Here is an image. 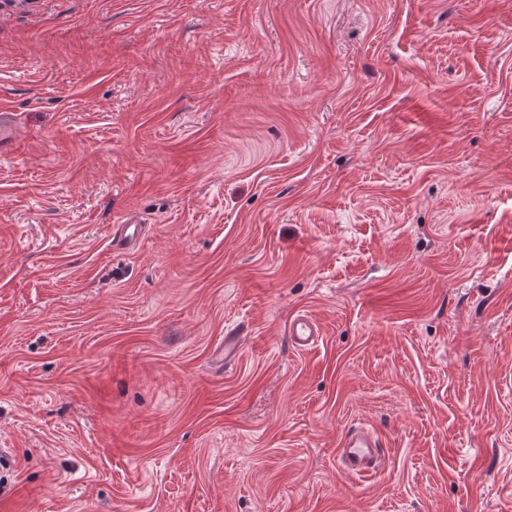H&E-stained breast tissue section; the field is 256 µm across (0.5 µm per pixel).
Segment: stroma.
Instances as JSON below:
<instances>
[{
	"label": "stroma",
	"mask_w": 512,
	"mask_h": 512,
	"mask_svg": "<svg viewBox=\"0 0 512 512\" xmlns=\"http://www.w3.org/2000/svg\"><path fill=\"white\" fill-rule=\"evenodd\" d=\"M0 103V512H512V0H0ZM288 335L295 348L308 350L314 346L320 335L317 321L308 314H297L289 323ZM339 447L341 462L349 472L367 473L376 467L379 441L370 429L363 426L350 428L341 439Z\"/></svg>",
	"instance_id": "obj_1"
}]
</instances>
